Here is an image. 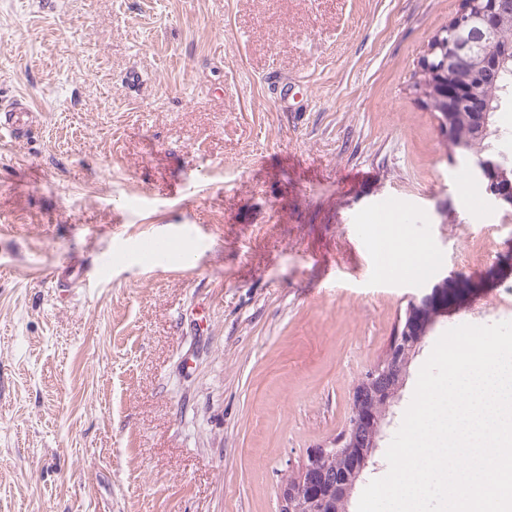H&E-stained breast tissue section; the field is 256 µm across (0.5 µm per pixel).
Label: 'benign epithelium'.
Returning a JSON list of instances; mask_svg holds the SVG:
<instances>
[{
	"label": "benign epithelium",
	"mask_w": 512,
	"mask_h": 512,
	"mask_svg": "<svg viewBox=\"0 0 512 512\" xmlns=\"http://www.w3.org/2000/svg\"><path fill=\"white\" fill-rule=\"evenodd\" d=\"M511 23L512 0H483L482 5L476 8L466 4L445 30L448 38L438 36L431 44L429 54L442 51L441 69L451 84L461 73L481 69L484 60L494 52L491 37ZM472 176L485 194L498 203L504 216L511 219L512 194L498 188V183L507 179L501 162L493 156L478 153ZM425 333V322L416 309H410L401 332L395 336L385 356L357 382L344 433L332 445L309 452L298 470L296 488H281L279 495L283 512H324L330 506L336 512H346L349 495L368 467L372 452L377 447L382 421ZM331 456L346 462V470L336 482L334 496L326 488L320 469L321 462Z\"/></svg>",
	"instance_id": "1"
}]
</instances>
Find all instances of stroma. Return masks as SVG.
<instances>
[{
	"mask_svg": "<svg viewBox=\"0 0 512 512\" xmlns=\"http://www.w3.org/2000/svg\"><path fill=\"white\" fill-rule=\"evenodd\" d=\"M461 2L0 0V102L39 112L0 138V512H280L422 304L357 512L440 335L512 321V223L413 91ZM386 208L425 270L381 272ZM63 263L57 271L56 278L62 287H69L72 284L83 283L86 278V269L76 265L67 255L62 256Z\"/></svg>",
	"mask_w": 512,
	"mask_h": 512,
	"instance_id": "1",
	"label": "stroma"
}]
</instances>
